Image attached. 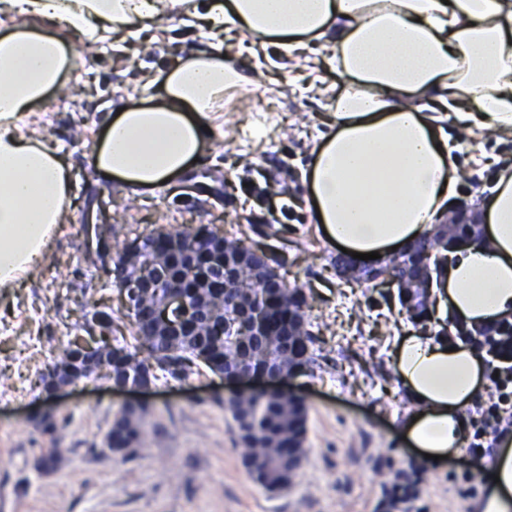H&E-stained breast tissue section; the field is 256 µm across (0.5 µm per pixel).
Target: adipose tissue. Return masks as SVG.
<instances>
[{
  "mask_svg": "<svg viewBox=\"0 0 512 512\" xmlns=\"http://www.w3.org/2000/svg\"><path fill=\"white\" fill-rule=\"evenodd\" d=\"M188 15L200 29L235 32L272 50L275 68H329L339 88L311 150L308 211L326 239L388 263L431 235L458 197L462 173L448 125L512 135V0H0V287L41 262L74 205L70 166L22 132L86 64L90 45L142 27L168 31ZM223 41H210L148 73L158 104L114 113L90 148L102 175L136 194L186 172L215 140L214 122L241 91L260 88ZM480 240L448 251L434 274L435 313L470 327L512 320V169L480 205ZM389 368L408 400L401 436L418 455H459L466 414L487 383L483 353L430 332L395 337ZM474 470L483 512H512V439Z\"/></svg>",
  "mask_w": 512,
  "mask_h": 512,
  "instance_id": "obj_1",
  "label": "adipose tissue"
}]
</instances>
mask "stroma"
<instances>
[{
    "label": "stroma",
    "instance_id": "obj_1",
    "mask_svg": "<svg viewBox=\"0 0 512 512\" xmlns=\"http://www.w3.org/2000/svg\"><path fill=\"white\" fill-rule=\"evenodd\" d=\"M130 40L142 46L136 61L123 43L101 45L71 75L65 104L21 120L71 165L77 205L42 261L14 287L0 288V512H377L396 473L417 459L398 429L407 402L387 367L398 299L341 280L336 247L306 213L302 172L328 112L310 86L336 83V74H284L242 53L244 64L267 74L264 105L246 95L228 104L215 142L178 178L176 193L140 195L96 171L91 144L114 112L158 101L159 86H144L142 74L171 65L201 38L187 21ZM453 155L465 171L459 199L470 204L490 191L497 168L512 167V138L478 131ZM199 224L286 256V281L309 297L315 364L296 381L307 432L292 485L271 494L252 481L235 424L216 402L224 382L201 364L182 381L159 375L146 404L149 443L131 457L104 445L121 395L106 380H81L58 404L68 419L59 432L62 457L52 471L38 470L45 439L27 414L38 405L42 373L94 311L111 315L123 336L134 330L107 274L119 250L153 231ZM89 293L100 297L98 308L84 306ZM469 468L465 455L425 467L417 506L458 512L448 475Z\"/></svg>",
    "mask_w": 512,
    "mask_h": 512
}]
</instances>
